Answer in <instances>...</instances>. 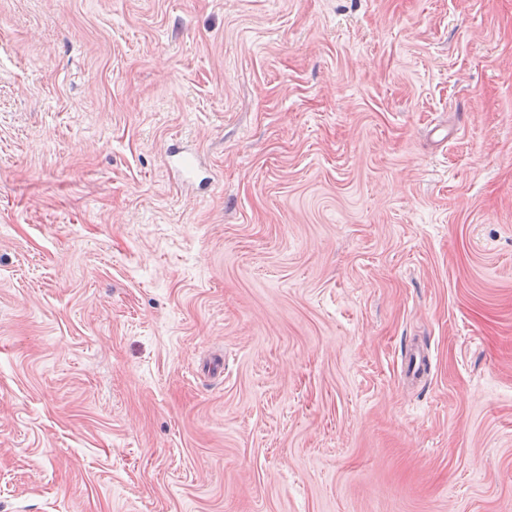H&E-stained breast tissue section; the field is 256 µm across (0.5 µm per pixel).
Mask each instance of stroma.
Here are the masks:
<instances>
[{
  "instance_id": "stroma-1",
  "label": "stroma",
  "mask_w": 512,
  "mask_h": 512,
  "mask_svg": "<svg viewBox=\"0 0 512 512\" xmlns=\"http://www.w3.org/2000/svg\"><path fill=\"white\" fill-rule=\"evenodd\" d=\"M0 512H512V0H0ZM184 151L174 150L170 153L169 157L171 161H176L180 166L184 167V170L188 176V181L191 184H195L198 181V187L200 190H205L210 185V178L205 176L202 177V170L200 166H195V161L193 158H187L184 154Z\"/></svg>"
}]
</instances>
